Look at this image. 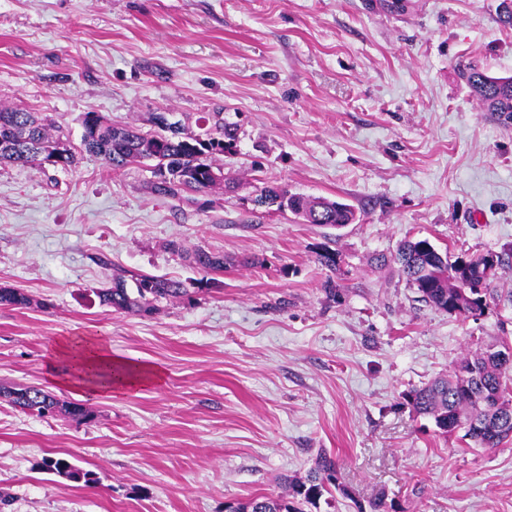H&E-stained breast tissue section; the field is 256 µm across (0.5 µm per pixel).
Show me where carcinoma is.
Listing matches in <instances>:
<instances>
[{"label":"carcinoma","mask_w":512,"mask_h":512,"mask_svg":"<svg viewBox=\"0 0 512 512\" xmlns=\"http://www.w3.org/2000/svg\"><path fill=\"white\" fill-rule=\"evenodd\" d=\"M483 111L492 112L504 124H512V75L495 76L470 63L457 69ZM157 130L144 133L132 125L114 123L97 112H87L82 119L81 150L100 158L106 166L120 171L132 164L154 162L151 183L153 194L163 198H181L188 192H205L218 185L211 177L216 157L232 152L235 129L219 122L215 131L188 134L163 113L153 116ZM52 124L23 108H0V165L40 166L59 152L63 166L75 162V152L58 135L50 133ZM267 212L289 210L309 224H351L356 214L351 205L324 197L290 194L275 187H265L254 200ZM193 265L203 272L224 270V256L195 249ZM392 261L407 281L417 289L420 298L450 316L469 318L484 313L489 306L502 301L494 281H482L472 275L468 287L471 298L459 299V285L451 282L455 261L448 251L440 250L427 237L402 243ZM103 306L116 311L143 312L154 310V303L185 300L191 295L182 282L150 275H135L118 269L110 281L96 291ZM0 304L28 306L31 298L25 293L0 287ZM512 364L506 365L494 355L483 352L461 359L452 371L421 388L404 394L412 411L433 420L437 430L451 436L461 431L460 424L471 422L461 439L475 448H497L512 441V409L494 408L495 399H512ZM0 396L22 410L38 416L65 414L78 421L91 418L81 403L61 402L51 393L36 387H0ZM51 471L74 481H93L92 473L83 471L68 459L45 457L40 463ZM335 487L351 497L339 481L336 458L326 451L317 454L313 465L303 477L287 480L284 495H261L232 505L234 512H306L318 507L324 494ZM357 512H395V506L383 495L365 503L355 502Z\"/></svg>","instance_id":"obj_1"}]
</instances>
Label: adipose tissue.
I'll list each match as a JSON object with an SVG mask.
<instances>
[{
  "mask_svg": "<svg viewBox=\"0 0 512 512\" xmlns=\"http://www.w3.org/2000/svg\"><path fill=\"white\" fill-rule=\"evenodd\" d=\"M78 356L88 374L111 372V379L89 384L71 377L58 378V385L77 390L118 395L144 385H161L164 373L136 362L113 356L111 347L101 337L78 333L59 340L52 352L53 358Z\"/></svg>",
  "mask_w": 512,
  "mask_h": 512,
  "instance_id": "adipose-tissue-1",
  "label": "adipose tissue"
}]
</instances>
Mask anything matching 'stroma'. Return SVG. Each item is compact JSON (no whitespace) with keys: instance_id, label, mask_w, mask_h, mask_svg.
Listing matches in <instances>:
<instances>
[{"instance_id":"1","label":"stroma","mask_w":512,"mask_h":512,"mask_svg":"<svg viewBox=\"0 0 512 512\" xmlns=\"http://www.w3.org/2000/svg\"><path fill=\"white\" fill-rule=\"evenodd\" d=\"M0 0V107L49 116L78 147L84 113L186 132L222 113L236 152L225 186L162 200L150 162L113 172L0 168V387L35 385L92 412L37 417L0 398L6 512H224L285 491L320 451L355 512H512V441L467 448L416 416L404 393L467 353L512 338V306L462 319L421 300L395 265L410 237L452 256L512 248V125L483 111L456 66L512 73L500 0ZM267 185L341 199L328 228L254 203ZM223 255L203 273L194 249ZM340 255L336 272L316 261ZM108 265H101V258ZM182 281L194 301L118 312L95 291L113 269ZM208 279L209 290L197 282ZM336 283L335 294L324 288ZM102 336L160 368L120 396L54 385L57 339ZM54 455L89 483L42 470Z\"/></svg>"}]
</instances>
